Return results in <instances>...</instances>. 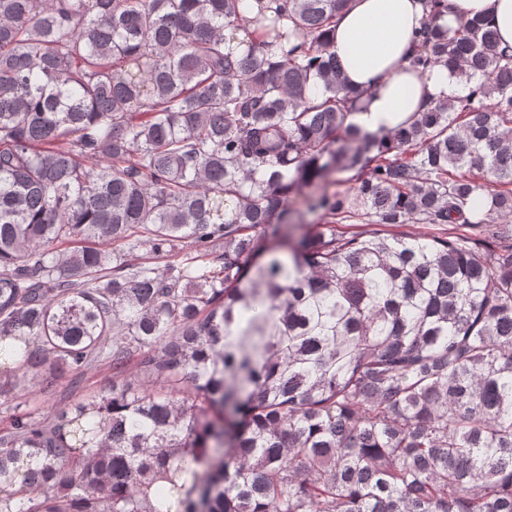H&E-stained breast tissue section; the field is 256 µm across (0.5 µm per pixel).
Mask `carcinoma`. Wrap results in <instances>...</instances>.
Returning <instances> with one entry per match:
<instances>
[{
	"label": "carcinoma",
	"instance_id": "obj_1",
	"mask_svg": "<svg viewBox=\"0 0 512 512\" xmlns=\"http://www.w3.org/2000/svg\"><path fill=\"white\" fill-rule=\"evenodd\" d=\"M348 2L0 0V338L112 366L41 418L0 378V512H512V228L288 209L511 221L512 47L427 0L411 67L473 89L369 133L326 39ZM310 190H303L302 193L290 195L288 207L291 210V217L294 221H302L303 224H327L330 218L321 219V211L308 212V194ZM336 227L340 231H344L347 234L353 232H373L376 230H388L393 233L404 232L408 234H416L426 237H448V233H457L470 236L474 239L484 238V228H456L447 224H406L401 227H383L374 224L366 225L362 224L357 220L344 221L341 224H336Z\"/></svg>",
	"mask_w": 512,
	"mask_h": 512
}]
</instances>
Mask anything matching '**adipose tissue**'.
I'll return each instance as SVG.
<instances>
[{
    "instance_id": "adipose-tissue-1",
    "label": "adipose tissue",
    "mask_w": 512,
    "mask_h": 512,
    "mask_svg": "<svg viewBox=\"0 0 512 512\" xmlns=\"http://www.w3.org/2000/svg\"><path fill=\"white\" fill-rule=\"evenodd\" d=\"M476 15L497 31L502 44L512 46V0H448L440 24L453 30ZM426 16L425 0H350L337 16L329 50L345 82L365 92L353 116L363 130L394 128L430 111L440 97L463 94L447 68L421 75L409 67L415 33Z\"/></svg>"
}]
</instances>
